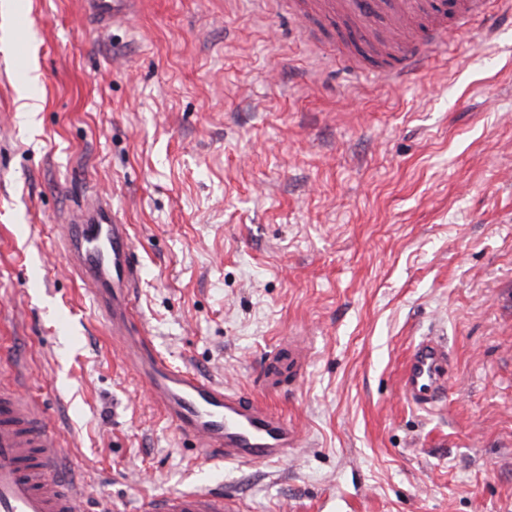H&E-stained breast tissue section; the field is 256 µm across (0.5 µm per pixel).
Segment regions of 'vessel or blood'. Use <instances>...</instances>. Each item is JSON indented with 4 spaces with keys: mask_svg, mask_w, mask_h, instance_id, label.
Returning <instances> with one entry per match:
<instances>
[{
    "mask_svg": "<svg viewBox=\"0 0 512 512\" xmlns=\"http://www.w3.org/2000/svg\"><path fill=\"white\" fill-rule=\"evenodd\" d=\"M89 15L103 27L126 11L130 0H86ZM353 15L366 31L386 26L388 55L401 41L394 65L381 77L394 82L413 72L421 41L407 35L415 19L431 18L433 38L445 40L477 19L491 21L489 0H454L452 18L436 13L432 0H296L293 17L305 23L311 8ZM68 265L110 334L120 340L135 376L145 383L178 434L192 440L210 461L251 466L275 464L300 447L297 427L256 396L173 367L159 358L136 317L135 290L142 266L130 227L112 210L109 197L93 194L73 211L60 240ZM448 350L440 337L422 338L404 366L401 389L409 403L430 411L445 395ZM18 373L0 372V512H87V496L62 473L66 445L51 429L44 408L20 391ZM145 512H242L238 498L207 484L156 495Z\"/></svg>",
    "mask_w": 512,
    "mask_h": 512,
    "instance_id": "b4317fda",
    "label": "vessel or blood"
}]
</instances>
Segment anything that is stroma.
<instances>
[{"instance_id": "stroma-1", "label": "stroma", "mask_w": 512, "mask_h": 512, "mask_svg": "<svg viewBox=\"0 0 512 512\" xmlns=\"http://www.w3.org/2000/svg\"><path fill=\"white\" fill-rule=\"evenodd\" d=\"M402 84L289 0H0V369L21 362L91 512L212 482L245 512H512V14ZM34 69L42 110L17 88ZM131 227L137 313L172 365L301 432L279 466L203 465L57 246L91 191ZM448 341L432 412L400 389ZM295 340L300 375L260 362ZM89 15L102 27H109L119 20L130 0H86Z\"/></svg>"}]
</instances>
